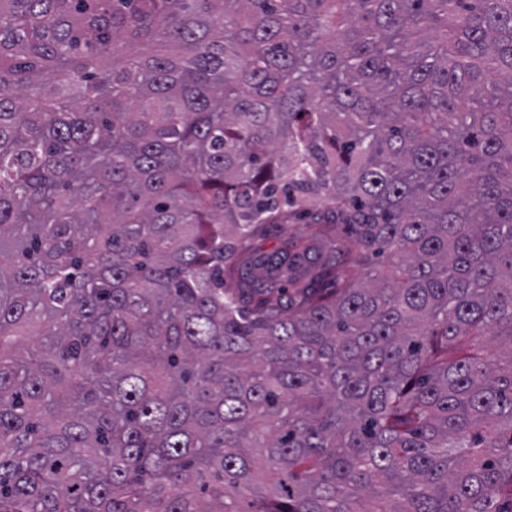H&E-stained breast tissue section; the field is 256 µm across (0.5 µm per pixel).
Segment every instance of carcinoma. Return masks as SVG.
Here are the masks:
<instances>
[{
	"label": "carcinoma",
	"instance_id": "cac0c4a2",
	"mask_svg": "<svg viewBox=\"0 0 512 512\" xmlns=\"http://www.w3.org/2000/svg\"><path fill=\"white\" fill-rule=\"evenodd\" d=\"M0 512H512V0H0Z\"/></svg>",
	"mask_w": 512,
	"mask_h": 512
}]
</instances>
